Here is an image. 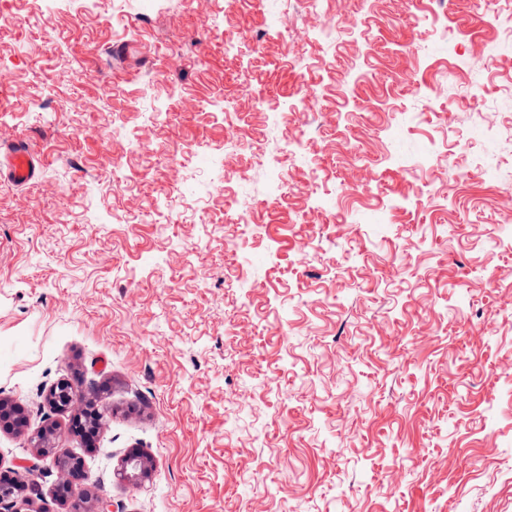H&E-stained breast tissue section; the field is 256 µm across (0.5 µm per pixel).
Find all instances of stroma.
I'll return each instance as SVG.
<instances>
[{"mask_svg":"<svg viewBox=\"0 0 512 512\" xmlns=\"http://www.w3.org/2000/svg\"><path fill=\"white\" fill-rule=\"evenodd\" d=\"M0 13V154L43 160L0 175V476L36 512L71 508L40 428L111 512H512V0ZM6 174L17 185L32 180L42 166V160L33 153L18 149L6 157ZM53 394L54 400L61 408L73 409L76 411V418L85 417L91 411L89 401H85L79 391L70 383L62 382L52 388L48 398Z\"/></svg>","mask_w":512,"mask_h":512,"instance_id":"obj_1","label":"stroma"}]
</instances>
